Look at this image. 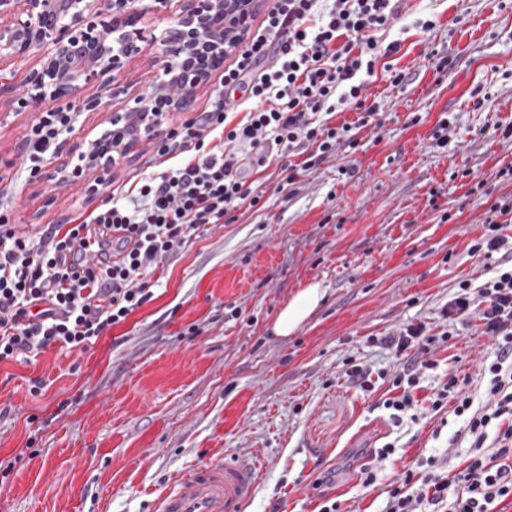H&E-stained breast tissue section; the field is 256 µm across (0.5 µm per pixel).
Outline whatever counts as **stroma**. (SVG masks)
Instances as JSON below:
<instances>
[{
	"label": "stroma",
	"mask_w": 512,
	"mask_h": 512,
	"mask_svg": "<svg viewBox=\"0 0 512 512\" xmlns=\"http://www.w3.org/2000/svg\"><path fill=\"white\" fill-rule=\"evenodd\" d=\"M188 0H137L140 24L161 34ZM388 34L404 81L378 71L367 91L382 100L357 148L339 151L279 187L277 166L254 176L265 201L228 224L204 226L180 254L151 274L154 298L85 350L52 345L27 362L0 363V512H153L183 473L219 456L260 463L261 483L246 512H382L409 465L445 454L449 473L474 456L451 410L393 421V353L378 337L409 323L448 331L440 309L459 282L493 277L497 258L470 244L487 220L512 236V214L490 206L512 197V11L499 0H401ZM435 17L433 31L416 22ZM160 48L148 46L113 78L72 100L74 131L49 164L29 174L22 143L46 109L18 108L34 56L0 62V203L25 228L63 224L99 206L146 168L160 169L153 142L141 140L104 183L94 172L62 183L61 163L107 126L111 109L134 106L160 74ZM453 58L448 73L436 57ZM392 70V71H393ZM447 146L432 133L443 118ZM317 281L326 297L291 336L274 335L278 311ZM495 347L474 330L437 347V367L415 399L449 374L470 378L486 402L483 364ZM378 372L370 392L347 382V359ZM44 383L29 391L31 379ZM373 484H365L366 473Z\"/></svg>",
	"instance_id": "35a3bbf8"
}]
</instances>
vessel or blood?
<instances>
[{"mask_svg": "<svg viewBox=\"0 0 512 512\" xmlns=\"http://www.w3.org/2000/svg\"><path fill=\"white\" fill-rule=\"evenodd\" d=\"M257 488L254 463L219 457L178 479L157 498L154 512H242Z\"/></svg>", "mask_w": 512, "mask_h": 512, "instance_id": "vessel-or-blood-1", "label": "vessel or blood"}]
</instances>
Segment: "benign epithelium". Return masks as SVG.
<instances>
[{
    "mask_svg": "<svg viewBox=\"0 0 512 512\" xmlns=\"http://www.w3.org/2000/svg\"><path fill=\"white\" fill-rule=\"evenodd\" d=\"M108 20L74 31L91 11L90 0H22V8L4 17L0 11V61L39 53L18 102L62 101L84 85L100 81L141 55L151 39L138 27L131 0H107ZM253 11L248 0H190L163 38L161 70L165 79L137 100L132 111L155 118L183 112L196 88L224 66V42L239 40ZM86 155L96 168L112 167V141H88Z\"/></svg>",
    "mask_w": 512,
    "mask_h": 512,
    "instance_id": "1",
    "label": "benign epithelium"
}]
</instances>
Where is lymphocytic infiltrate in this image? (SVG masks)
Wrapping results in <instances>:
<instances>
[{"mask_svg": "<svg viewBox=\"0 0 512 512\" xmlns=\"http://www.w3.org/2000/svg\"><path fill=\"white\" fill-rule=\"evenodd\" d=\"M398 0H271L259 25L249 26L234 61L225 66L210 109L197 120L170 122L154 144L157 156L182 153L184 161L140 178L110 206L94 208L69 227L48 224L22 230L0 209V363L22 361L56 344L86 349L107 330L153 299L155 266L179 253L202 227L226 223L230 214L253 209L261 197L246 175L278 162L281 182L294 184L300 171L317 166L345 147L379 112L364 89L380 59L397 52L383 43ZM355 121L334 123L345 108ZM72 130V111L41 113L23 151L39 171L51 151ZM303 156L302 165L291 156ZM450 327L474 328L496 345L485 410L473 407L466 380L449 375L429 399L433 412L452 408L476 446H483L492 421L504 424L493 442L492 460L475 457L461 471L462 493L428 457L431 471L416 479L404 470L388 492L384 512H492L512 497V267L500 268L479 287L459 284L443 305ZM449 331L435 336L419 323L382 337L398 361L392 378L397 395L385 409L403 414L417 404L412 392L431 354L448 343Z\"/></svg>", "mask_w": 512, "mask_h": 512, "instance_id": "1", "label": "lymphocytic infiltrate"}]
</instances>
